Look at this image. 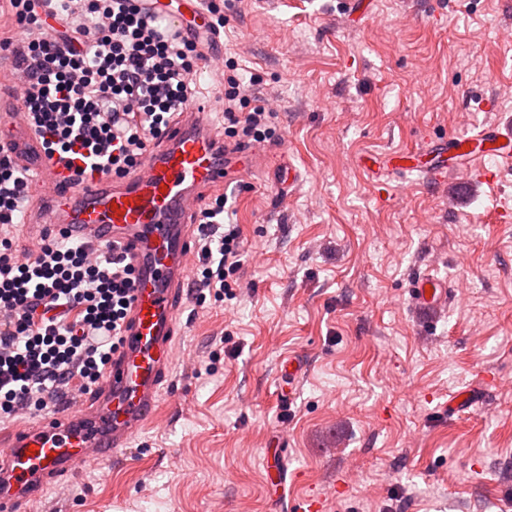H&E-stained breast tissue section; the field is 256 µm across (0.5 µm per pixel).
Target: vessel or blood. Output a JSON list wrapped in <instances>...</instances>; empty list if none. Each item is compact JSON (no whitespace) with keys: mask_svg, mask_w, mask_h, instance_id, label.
I'll return each instance as SVG.
<instances>
[{"mask_svg":"<svg viewBox=\"0 0 512 512\" xmlns=\"http://www.w3.org/2000/svg\"><path fill=\"white\" fill-rule=\"evenodd\" d=\"M176 3L172 9L165 0H141L140 8L164 35L196 40L204 34L219 42L203 0ZM216 107L213 100L191 105L127 176L96 172L79 186L72 169L47 157L41 138L22 118L17 96L0 97V140L9 141L15 162L34 171L48 190L32 223L71 228L116 246L138 274L123 346L97 389L0 442V512H27L48 482L108 461L153 418L191 274L193 215L257 159L254 149L225 143L209 119ZM421 154L427 157L421 165L410 152L391 154L389 164L435 178L461 172L463 192L472 179L485 176L479 166L484 158H512V130L490 127L471 137L437 139ZM411 297L436 308L446 302L448 290L444 281L423 275L414 281Z\"/></svg>","mask_w":512,"mask_h":512,"instance_id":"obj_1","label":"vessel or blood"}]
</instances>
